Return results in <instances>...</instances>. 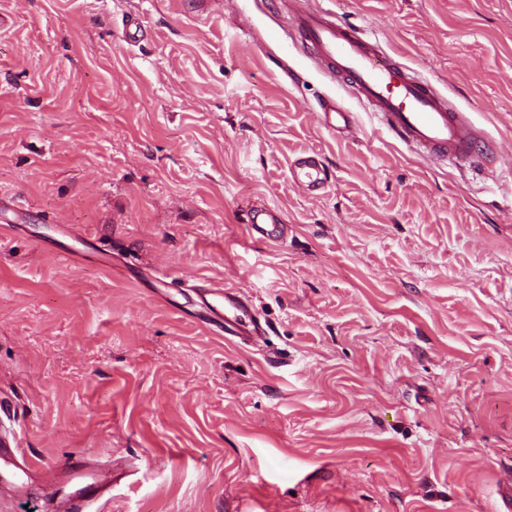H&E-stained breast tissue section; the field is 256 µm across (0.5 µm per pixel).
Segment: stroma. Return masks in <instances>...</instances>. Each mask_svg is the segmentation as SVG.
<instances>
[{"mask_svg":"<svg viewBox=\"0 0 512 512\" xmlns=\"http://www.w3.org/2000/svg\"><path fill=\"white\" fill-rule=\"evenodd\" d=\"M298 5L496 162L392 139ZM0 201V512H512V0H0ZM225 281L262 335L207 315ZM291 174L293 181L311 195H318L325 188L324 168L316 152L298 156L291 164ZM248 230L252 237L274 240L283 224L281 212L276 208H251L248 215Z\"/></svg>","mask_w":512,"mask_h":512,"instance_id":"35a3bbf8","label":"stroma"}]
</instances>
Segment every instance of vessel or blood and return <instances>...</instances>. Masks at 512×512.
<instances>
[{
	"label": "vessel or blood",
	"mask_w": 512,
	"mask_h": 512,
	"mask_svg": "<svg viewBox=\"0 0 512 512\" xmlns=\"http://www.w3.org/2000/svg\"><path fill=\"white\" fill-rule=\"evenodd\" d=\"M302 43L324 60L330 72L347 79L355 97L369 105L380 124L398 141L433 160L472 165L480 160L477 145L483 133L470 118L449 106L428 81L396 66L378 41L360 28L339 24L326 11H300L294 15ZM294 182L309 194L321 192L326 177L320 157L308 152L291 164ZM283 222L278 209H250V235L273 240ZM216 307L225 330L238 326L247 304L235 289L215 288Z\"/></svg>",
	"instance_id": "obj_1"
}]
</instances>
